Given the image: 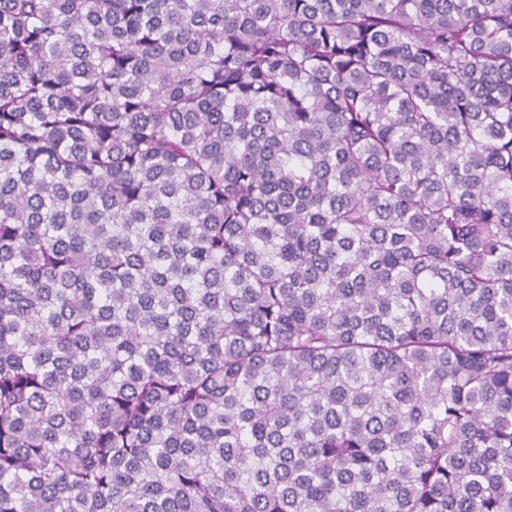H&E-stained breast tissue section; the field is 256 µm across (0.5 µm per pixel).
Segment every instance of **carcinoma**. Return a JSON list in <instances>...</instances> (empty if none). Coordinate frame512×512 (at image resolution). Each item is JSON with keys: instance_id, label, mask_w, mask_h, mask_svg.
Masks as SVG:
<instances>
[{"instance_id": "cac0c4a2", "label": "carcinoma", "mask_w": 512, "mask_h": 512, "mask_svg": "<svg viewBox=\"0 0 512 512\" xmlns=\"http://www.w3.org/2000/svg\"><path fill=\"white\" fill-rule=\"evenodd\" d=\"M0 512H512V0H0Z\"/></svg>"}]
</instances>
